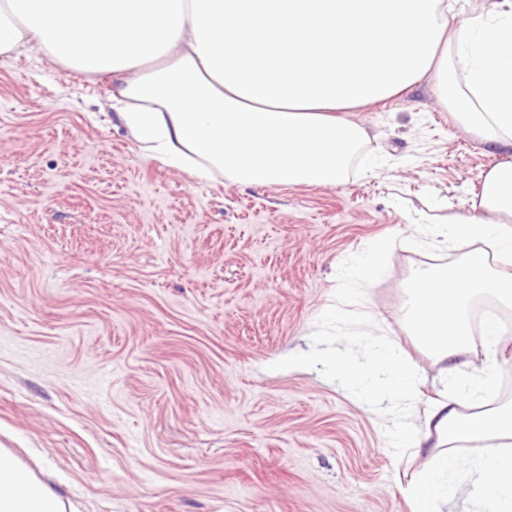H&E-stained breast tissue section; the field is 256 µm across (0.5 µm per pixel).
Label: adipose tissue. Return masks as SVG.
I'll return each mask as SVG.
<instances>
[{"label": "adipose tissue", "mask_w": 512, "mask_h": 512, "mask_svg": "<svg viewBox=\"0 0 512 512\" xmlns=\"http://www.w3.org/2000/svg\"><path fill=\"white\" fill-rule=\"evenodd\" d=\"M449 0H0V55L41 54L90 77H117L116 118L164 164L243 186L334 185L367 138L337 112L431 79L457 123L512 150V0L448 26ZM477 215L444 230L458 262L415 275L402 314L413 343L448 377L423 437L434 469L401 493L437 512L454 487L453 449L481 444L467 471L475 512H512V401L484 408L501 375L474 362L472 304L512 309V160L480 176ZM472 410L461 413L462 401ZM64 499L0 448V512H66Z\"/></svg>", "instance_id": "obj_1"}]
</instances>
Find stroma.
Returning a JSON list of instances; mask_svg holds the SVG:
<instances>
[{"label":"stroma","instance_id":"1","mask_svg":"<svg viewBox=\"0 0 512 512\" xmlns=\"http://www.w3.org/2000/svg\"><path fill=\"white\" fill-rule=\"evenodd\" d=\"M109 80L0 56V446L75 512H410L383 421L309 350L337 270L397 236L361 305L439 398L400 314L417 270L459 257L502 161L429 82L345 111L369 140L343 180L242 187L146 157Z\"/></svg>","mask_w":512,"mask_h":512}]
</instances>
